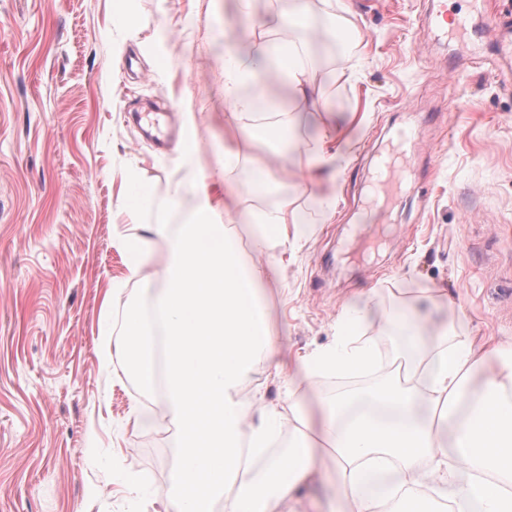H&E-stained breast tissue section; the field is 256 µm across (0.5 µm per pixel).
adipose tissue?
I'll return each instance as SVG.
<instances>
[{
	"instance_id": "adipose-tissue-1",
	"label": "adipose tissue",
	"mask_w": 512,
	"mask_h": 512,
	"mask_svg": "<svg viewBox=\"0 0 512 512\" xmlns=\"http://www.w3.org/2000/svg\"><path fill=\"white\" fill-rule=\"evenodd\" d=\"M288 31L277 47L254 40L232 46L224 59V102L248 111L250 133L267 134L266 113L254 111L247 89L277 83L289 98L309 92L304 47L297 36L307 24L306 0H288L267 21ZM176 230L157 225L171 258L155 280L149 305L114 309L113 348L146 394H160L172 430L175 464L164 512H298L297 492L321 482L317 458H335L336 497L345 512H512V346L493 339L457 336L421 347L425 325L397 305L386 327L418 350L404 376L357 394L337 395L319 418L299 410L296 388L321 376L368 373L378 362L361 321L378 304L362 293L357 306L336 322V343L301 357L276 347L268 322L264 284L276 268L244 259L226 226L216 219L208 194ZM287 207L258 215L253 248L298 245ZM500 358L483 367L485 350ZM288 383V411L300 424L280 455L269 454L272 423L281 416L262 409L249 416L240 389L258 357ZM482 368L478 387L469 376ZM262 457L260 474L242 467L243 452Z\"/></svg>"
}]
</instances>
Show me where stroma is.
Listing matches in <instances>:
<instances>
[{"label":"stroma","instance_id":"stroma-1","mask_svg":"<svg viewBox=\"0 0 512 512\" xmlns=\"http://www.w3.org/2000/svg\"><path fill=\"white\" fill-rule=\"evenodd\" d=\"M287 6L253 0L248 20L238 0H128L129 29L113 22L112 0H0V512H159L171 431L156 397L105 369L104 300L147 303L150 280L129 278L117 241L148 236L159 270L167 247L148 229L186 222L192 195L177 207L171 198L193 181L219 211L229 188L242 214L285 203L298 215L300 245L262 256L277 269L268 310L284 351L334 344L337 318L365 291L449 334L512 343V70L490 59L499 32L477 19L472 38L435 39L424 0H350L346 12L307 0L311 92L272 112L275 136L244 128L225 140V43L280 41L261 22ZM336 25L355 30L351 50L329 35ZM475 45L486 60L470 58ZM454 65L465 74L456 88ZM147 104L170 106L167 125L182 134L166 150L127 123ZM332 124L348 149L323 139ZM402 127L418 129L429 152L383 216L368 207L375 167ZM226 142L240 158L222 173L214 150ZM318 143L342 156L334 186L304 175ZM261 161L264 194L250 178ZM139 187L133 218L120 198ZM391 376L381 362L324 377L297 403L317 415ZM240 397L251 414L284 404L262 362ZM134 406L152 421L129 423Z\"/></svg>","mask_w":512,"mask_h":512}]
</instances>
